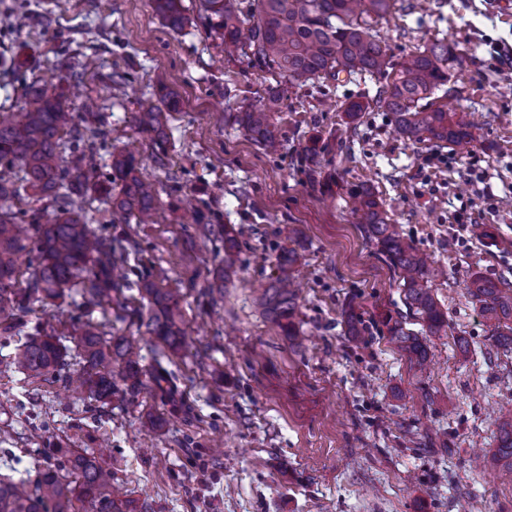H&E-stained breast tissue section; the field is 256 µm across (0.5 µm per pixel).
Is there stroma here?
<instances>
[{
  "instance_id": "35a3bbf8",
  "label": "stroma",
  "mask_w": 512,
  "mask_h": 512,
  "mask_svg": "<svg viewBox=\"0 0 512 512\" xmlns=\"http://www.w3.org/2000/svg\"><path fill=\"white\" fill-rule=\"evenodd\" d=\"M416 3L399 0L380 34L397 58L437 38L458 43L449 98L457 118L476 125L464 155L405 141L378 110L351 134L346 106L372 100L382 85L360 76L287 87L280 143L267 151L229 114L265 96L271 75L223 60L200 24L172 31L151 0H31L48 22L23 44L9 26L13 0H0V55L11 70L0 77V103L15 101L14 79L28 74L62 88L81 114L85 88L57 69L58 55L96 57L95 94L124 132L115 147L140 160L160 202L158 223L127 230L148 273L181 288L190 333L171 356L164 393L151 385L103 403L75 398L60 380L1 373V474L35 473L52 438L92 449L104 440L124 497L148 501L151 512H512V481L474 461L492 453L496 417L512 407V350L490 347L466 291L475 273L512 284V87L503 82L512 73V0H432L427 12ZM116 69L133 73L132 88L107 82ZM162 84L180 100L166 170L130 126L136 98ZM361 184L441 271L430 287L448 333L432 339L426 372L388 335L386 316L406 308L353 211L349 191ZM186 196L247 229L211 306L199 289L221 256L183 223L174 204ZM460 214L467 223H457ZM286 247L301 282L300 346L256 303ZM351 314L363 327L357 338L346 334ZM78 315L110 317L117 336L137 333L131 311L67 298L55 310L56 334L68 337Z\"/></svg>"
}]
</instances>
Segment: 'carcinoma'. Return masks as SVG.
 <instances>
[{"label": "carcinoma", "instance_id": "obj_1", "mask_svg": "<svg viewBox=\"0 0 512 512\" xmlns=\"http://www.w3.org/2000/svg\"><path fill=\"white\" fill-rule=\"evenodd\" d=\"M162 22L182 30L189 18L182 0H152ZM397 0H199L197 19L220 40L224 57L243 59L253 69L291 85L308 80L338 81L344 74L382 76L375 107L392 114L394 126L407 140L446 144L459 154L471 151V126L454 120V113L436 103L458 61V44L436 39L399 59H393L377 30L396 9ZM178 95L164 87L155 98L140 102L132 124L149 142L150 159L159 168L169 163L168 130ZM279 92L270 91L256 104L239 107L235 124L254 142L274 151L278 128L272 114L282 111ZM86 112L80 119L64 105L61 95L25 82L19 111L0 107V337L35 313L34 305H53L75 293L90 304H110L136 287L147 301V315H138L142 335L152 336L171 352L184 344L185 320L179 292L142 277L128 275L131 256L141 251L138 240L124 232L105 231L112 213L137 224H155L158 198L153 184L140 175V163L130 153L112 151V129L105 110ZM119 186L112 195V185ZM105 207L93 206L95 195ZM356 210L369 239L376 242L402 288L407 309L422 330L406 327L402 317H387L388 334L418 369L429 360L433 336H444L448 319L428 285L429 255L415 248L389 222L382 202L369 190L354 193ZM206 201L195 211L197 237L224 249L219 267L202 296L224 287L234 269L246 230L205 217ZM33 240L25 286H19L17 255ZM296 253L278 257V275L263 289L258 304L285 335L297 336L298 305L290 271ZM466 290L492 327L490 340L512 350V286L475 274ZM74 340L82 361L68 388L97 401L112 399L123 385L135 394L143 386L141 340L110 337L103 322L78 320ZM67 352L54 341L53 331L41 330L15 346L0 373H27L54 379L66 367ZM491 460L512 475V411L501 413L496 450ZM0 512H148V504L123 500L112 486V470L85 448H57L54 462L34 478L0 475Z\"/></svg>", "mask_w": 512, "mask_h": 512}]
</instances>
